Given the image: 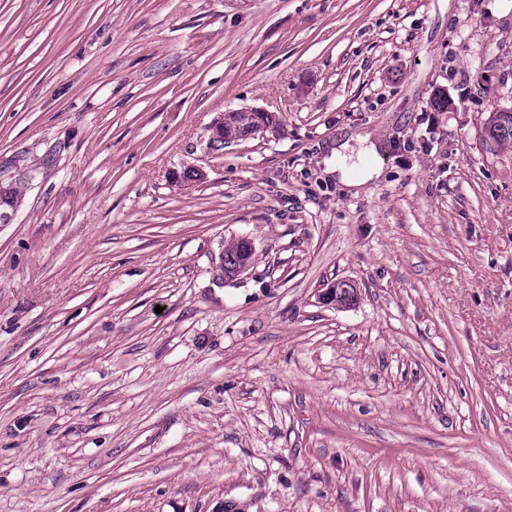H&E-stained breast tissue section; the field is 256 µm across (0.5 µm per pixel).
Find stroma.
<instances>
[{"mask_svg": "<svg viewBox=\"0 0 512 512\" xmlns=\"http://www.w3.org/2000/svg\"><path fill=\"white\" fill-rule=\"evenodd\" d=\"M510 110L512 0H0V512H512ZM270 122L267 113L259 111L230 112L227 117L211 127L210 146L219 151L224 147V137L229 140L243 139L262 125ZM265 126V125H264ZM485 135L496 143L512 144V112H495L487 123ZM349 148V140L343 144L331 148L330 157L325 159V164L329 172H336L340 180L352 187L361 185L364 181L377 178L381 175L382 169L376 164L368 163L363 165L358 171L355 168L347 167L342 163L343 152ZM237 241L242 246L240 250L235 251L238 244L234 243L225 247L220 256V263L224 269L220 266L219 270L222 274L224 273L226 278H234L238 276L251 265L253 249L250 241L244 238L238 239ZM224 250H234L235 252L224 254Z\"/></svg>", "mask_w": 512, "mask_h": 512, "instance_id": "obj_1", "label": "stroma"}]
</instances>
